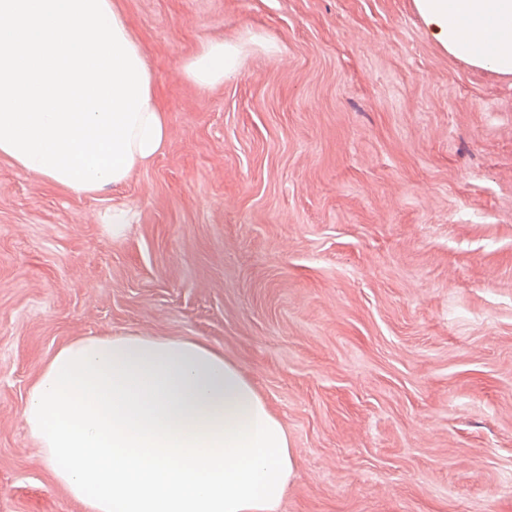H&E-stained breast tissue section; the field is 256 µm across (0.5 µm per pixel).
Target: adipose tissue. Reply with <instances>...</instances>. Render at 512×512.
<instances>
[{
	"instance_id": "1",
	"label": "adipose tissue",
	"mask_w": 512,
	"mask_h": 512,
	"mask_svg": "<svg viewBox=\"0 0 512 512\" xmlns=\"http://www.w3.org/2000/svg\"><path fill=\"white\" fill-rule=\"evenodd\" d=\"M432 38L512 75V0H414ZM240 44L183 65L197 87L238 72ZM169 124L120 0H0V158L76 194L122 186ZM54 477L89 512H279L295 470L281 419L204 340L139 332L62 346L23 412Z\"/></svg>"
}]
</instances>
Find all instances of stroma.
<instances>
[{"instance_id": "1", "label": "stroma", "mask_w": 512, "mask_h": 512, "mask_svg": "<svg viewBox=\"0 0 512 512\" xmlns=\"http://www.w3.org/2000/svg\"><path fill=\"white\" fill-rule=\"evenodd\" d=\"M123 4L162 152L93 195L0 160V512H86L24 401L64 344L127 331L242 367L294 449L280 512H512V77L412 0ZM212 39L245 52L202 89ZM243 46L224 41H206L183 65L185 76L199 88H212L238 72Z\"/></svg>"}]
</instances>
